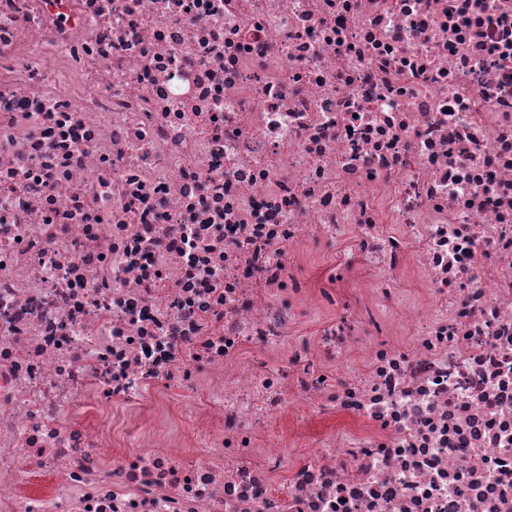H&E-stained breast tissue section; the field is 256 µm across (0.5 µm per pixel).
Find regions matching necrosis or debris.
<instances>
[{
    "label": "necrosis or debris",
    "instance_id": "obj_1",
    "mask_svg": "<svg viewBox=\"0 0 512 512\" xmlns=\"http://www.w3.org/2000/svg\"><path fill=\"white\" fill-rule=\"evenodd\" d=\"M0 512H512V0H0Z\"/></svg>",
    "mask_w": 512,
    "mask_h": 512
}]
</instances>
